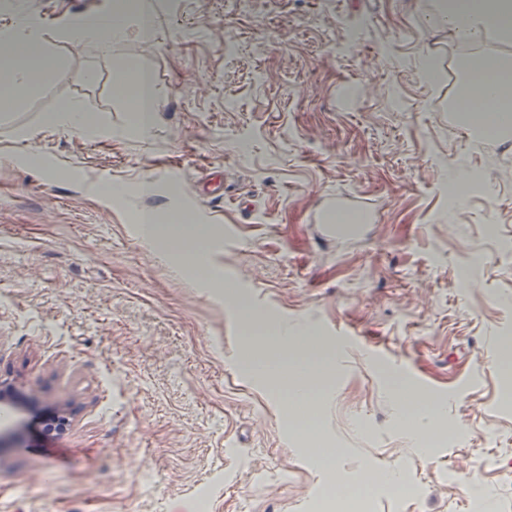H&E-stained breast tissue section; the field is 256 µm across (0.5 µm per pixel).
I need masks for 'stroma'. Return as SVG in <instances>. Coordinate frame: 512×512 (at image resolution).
Masks as SVG:
<instances>
[{"instance_id":"35a3bbf8","label":"stroma","mask_w":512,"mask_h":512,"mask_svg":"<svg viewBox=\"0 0 512 512\" xmlns=\"http://www.w3.org/2000/svg\"><path fill=\"white\" fill-rule=\"evenodd\" d=\"M111 2L0 8L1 25L23 5L69 62L0 111V155L16 158L0 166V381L33 395L0 413V512H316L335 473L374 469L411 491L379 490L366 512H469L480 484L488 512H512V138L457 122L463 48L434 0H153V42L102 57L58 39ZM125 58L161 99L146 137L113 91ZM68 99L97 135L39 126ZM474 169L493 193L449 208L442 184ZM116 182L128 194L111 202ZM348 199L366 218L339 235ZM135 210L192 212L220 284L176 275ZM245 309L262 335L285 323L334 359L317 433L238 369ZM393 375L443 405L431 448L407 444Z\"/></svg>"}]
</instances>
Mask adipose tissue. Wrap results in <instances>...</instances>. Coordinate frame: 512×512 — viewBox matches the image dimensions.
<instances>
[{"label": "adipose tissue", "mask_w": 512, "mask_h": 512, "mask_svg": "<svg viewBox=\"0 0 512 512\" xmlns=\"http://www.w3.org/2000/svg\"><path fill=\"white\" fill-rule=\"evenodd\" d=\"M107 16L108 24L89 16L77 29L81 44L99 55H111L130 37L148 42L154 35L151 0H113ZM437 19L466 46L492 37L512 38V0H440ZM66 69L65 59L53 52L42 25L16 15L10 27L0 30V110L24 109L34 89ZM461 69L463 102L457 107L461 119L469 127H478L475 114L482 111L496 135L512 133V59L493 54L466 56ZM113 88L134 113V128L148 134L153 126L150 114L157 110L159 98L145 67L132 60L121 62L114 69ZM39 121L87 135L99 128L77 99L63 101L54 111L43 113ZM138 236L146 245L164 242L177 274L211 263L210 242L199 225L164 224L156 214L144 212ZM310 348L309 337L293 336L284 327L277 336L263 340L261 346L247 347L240 367L260 383L278 387L280 405L291 411L312 400L307 381L317 371L312 365L298 363L299 356Z\"/></svg>", "instance_id": "1"}]
</instances>
